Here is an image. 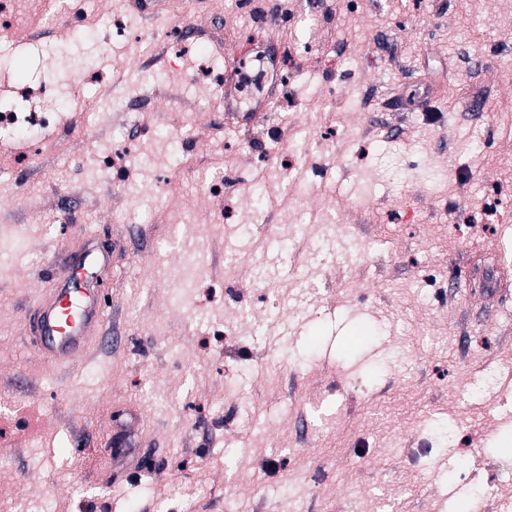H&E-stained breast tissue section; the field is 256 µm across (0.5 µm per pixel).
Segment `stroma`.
Instances as JSON below:
<instances>
[{"mask_svg":"<svg viewBox=\"0 0 512 512\" xmlns=\"http://www.w3.org/2000/svg\"><path fill=\"white\" fill-rule=\"evenodd\" d=\"M224 2L157 19L21 0L0 21V107L50 92L48 123L0 130V417L39 419L0 460V512H501L512 0ZM335 53L350 66H321ZM270 92L251 134L225 124ZM117 95L153 106L131 121ZM282 121L311 133L303 196ZM260 182L278 237L256 247ZM299 209L336 222L295 226ZM82 231L115 250L103 329L124 342L61 372L21 334ZM124 432L149 473L131 477Z\"/></svg>","mask_w":512,"mask_h":512,"instance_id":"35a3bbf8","label":"stroma"}]
</instances>
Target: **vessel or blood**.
I'll use <instances>...</instances> for the list:
<instances>
[{
	"instance_id": "obj_1",
	"label": "vessel or blood",
	"mask_w": 512,
	"mask_h": 512,
	"mask_svg": "<svg viewBox=\"0 0 512 512\" xmlns=\"http://www.w3.org/2000/svg\"><path fill=\"white\" fill-rule=\"evenodd\" d=\"M111 259L108 246L94 240L55 257L57 286L33 302L25 319L26 344L40 360L65 368L86 357L102 326L107 305L102 275Z\"/></svg>"
}]
</instances>
